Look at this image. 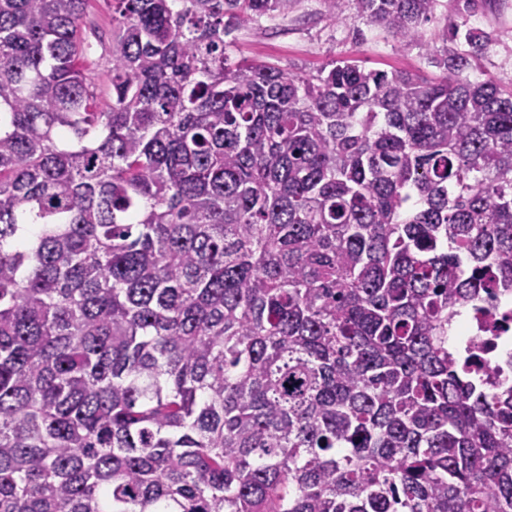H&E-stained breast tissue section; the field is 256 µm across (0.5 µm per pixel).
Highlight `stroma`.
Instances as JSON below:
<instances>
[{"instance_id":"1","label":"stroma","mask_w":512,"mask_h":512,"mask_svg":"<svg viewBox=\"0 0 512 512\" xmlns=\"http://www.w3.org/2000/svg\"><path fill=\"white\" fill-rule=\"evenodd\" d=\"M464 20L493 35L481 65L503 84H511L512 0H479L470 12L465 11L461 0H444L436 21L425 27V41H433L446 24ZM232 39L231 59L275 62L299 72H312L329 60L345 58L357 60L368 70L432 72L424 50H399L392 37L368 24L352 7L340 19L330 20L320 0H300L284 19L241 22Z\"/></svg>"}]
</instances>
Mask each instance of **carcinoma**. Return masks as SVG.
Returning a JSON list of instances; mask_svg holds the SVG:
<instances>
[{"label": "carcinoma", "mask_w": 512, "mask_h": 512, "mask_svg": "<svg viewBox=\"0 0 512 512\" xmlns=\"http://www.w3.org/2000/svg\"><path fill=\"white\" fill-rule=\"evenodd\" d=\"M0 0V512H512V385L449 347L512 292V86L229 61L301 0ZM352 5L402 50L440 0ZM86 27L83 37L88 38L94 44V49L84 58L83 65L90 72L96 82L95 92L101 106L110 102L112 87L106 77L107 61L104 48L96 41V35L103 39V46L108 50L109 34L112 29V8L105 0H89L86 9Z\"/></svg>", "instance_id": "1"}]
</instances>
